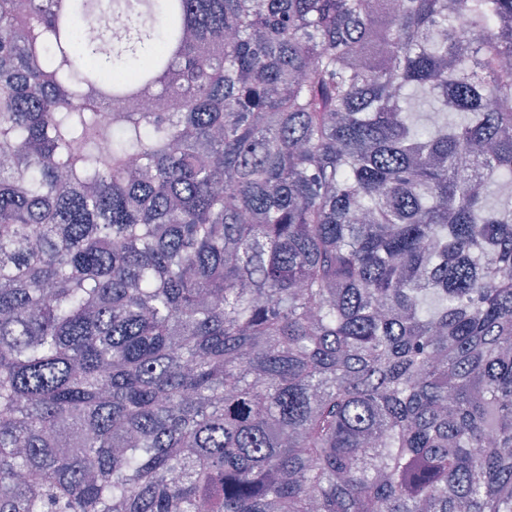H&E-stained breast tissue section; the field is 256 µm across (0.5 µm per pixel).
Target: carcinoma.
I'll return each instance as SVG.
<instances>
[{
	"label": "carcinoma",
	"instance_id": "carcinoma-1",
	"mask_svg": "<svg viewBox=\"0 0 512 512\" xmlns=\"http://www.w3.org/2000/svg\"><path fill=\"white\" fill-rule=\"evenodd\" d=\"M508 57L512 0H0V512H512Z\"/></svg>",
	"mask_w": 512,
	"mask_h": 512
}]
</instances>
